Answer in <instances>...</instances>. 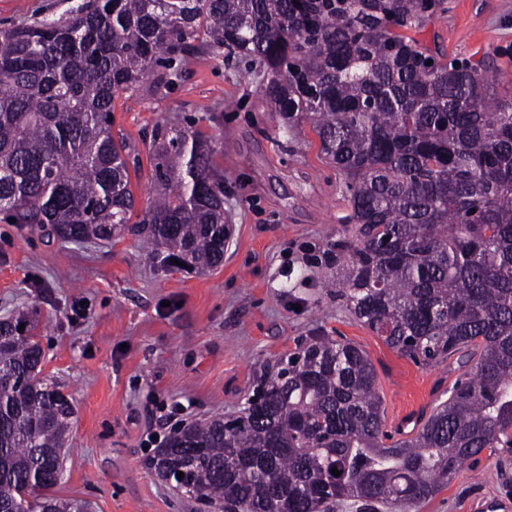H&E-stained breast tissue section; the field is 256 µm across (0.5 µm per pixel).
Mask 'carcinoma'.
<instances>
[{
    "label": "carcinoma",
    "mask_w": 512,
    "mask_h": 512,
    "mask_svg": "<svg viewBox=\"0 0 512 512\" xmlns=\"http://www.w3.org/2000/svg\"><path fill=\"white\" fill-rule=\"evenodd\" d=\"M439 8L84 0L0 29L1 224L73 243L129 236L161 270L219 267L232 224L209 140L158 123L138 210L141 151L112 133L118 97L162 94L201 46L244 65L283 134L306 121L340 172L354 228L333 244L332 285L351 315L417 363L472 364L395 440L367 354L313 336L232 423L182 426L154 450L149 468L189 498L224 512H324L343 498L408 512L482 451L512 453V100L484 63L412 36ZM37 328L24 313L0 322V512H76L53 494L75 407L42 376ZM151 177V167L145 153L141 155V168L134 172L130 170L131 190L136 199V209H140L146 202L149 181Z\"/></svg>",
    "instance_id": "obj_1"
}]
</instances>
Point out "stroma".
<instances>
[{"label":"stroma","instance_id":"1","mask_svg":"<svg viewBox=\"0 0 512 512\" xmlns=\"http://www.w3.org/2000/svg\"><path fill=\"white\" fill-rule=\"evenodd\" d=\"M81 2L0 0V25L58 18ZM447 3L420 43L484 62L497 92L512 97V0ZM227 101L237 109L223 110ZM186 117L224 146L233 234L217 269L161 272L129 237L76 245L0 223V318L39 319L42 374L76 407L54 493L86 512H198L148 468L149 435L237 414L264 367L309 337L340 336L367 353L392 431L447 398L463 372L452 359L425 367L401 355L328 288L336 268L323 256L349 235V208L308 123L282 137L277 112L246 74L202 52L163 96L119 97L113 127L138 143L157 123ZM498 499L512 503V456L485 451L418 512H483Z\"/></svg>","mask_w":512,"mask_h":512}]
</instances>
